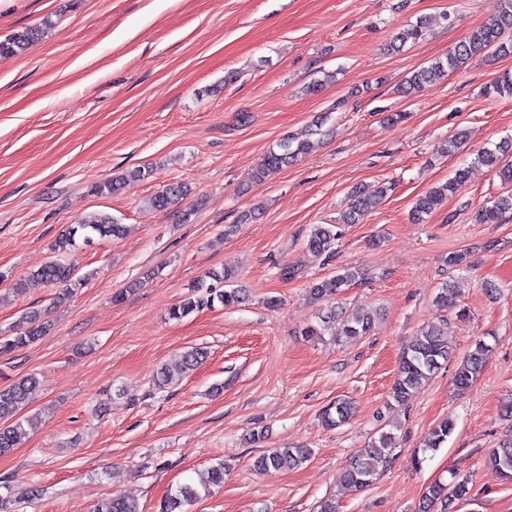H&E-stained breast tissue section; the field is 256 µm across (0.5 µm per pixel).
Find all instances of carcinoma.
Segmentation results:
<instances>
[{
	"instance_id": "1",
	"label": "carcinoma",
	"mask_w": 512,
	"mask_h": 512,
	"mask_svg": "<svg viewBox=\"0 0 512 512\" xmlns=\"http://www.w3.org/2000/svg\"><path fill=\"white\" fill-rule=\"evenodd\" d=\"M53 26L51 19L43 21L42 26L26 30L21 34H13L0 40V58L15 57L23 54L29 46L43 35V30ZM512 29V0H500L497 15L487 24L469 32L462 40L448 48L444 57L437 59L429 66L413 72L400 84V91L411 94L433 78L456 69L475 56L493 49L499 53L512 52V43L503 41L504 33ZM309 143L286 138L278 144V149L269 151L257 164L249 177V182L260 184L283 168L297 161L306 153ZM475 162L496 169V172L506 182H512V161L502 162L499 155L490 150L477 153ZM151 170L134 169L127 174L112 178L111 181L95 188L98 193H115L134 181L147 178ZM467 177V169L461 168L447 182L433 188L425 195L416 199L412 207L413 218L421 220L430 215L437 206L455 193ZM183 185H171L153 198V205L159 209L167 208L174 200L186 195ZM375 200L360 190L351 194V204L343 215L342 223L356 224L360 217L367 212ZM512 213V194L501 195L492 201L491 205L481 208L476 215L479 224H496L502 216ZM123 234V225L113 217L102 214L91 219H83L66 228L57 239L54 250L59 258L44 265L33 274V277L48 284L59 287L57 300L62 301L80 286V281L74 278L75 266L66 261L79 248V244L89 245L94 237L118 238ZM341 232L335 224H315L310 230L307 245L313 252L331 258L336 253V241ZM366 273L356 267H344L335 274L320 279L311 285V292L317 299H324L338 294L343 288L365 279ZM210 282L198 283L186 298L172 307L169 317L175 320L183 319L204 308H212L215 303L224 307H232L242 303L241 290L230 287L234 271L229 267L213 270L208 273ZM375 326V316L367 314L343 320L336 312L329 311L320 318L316 326H310L304 332L306 336H321L330 331L334 336L356 338L369 334ZM50 324L33 314L22 319L11 336L0 337V354L7 355L25 348L44 337L49 331ZM491 348L482 339L474 343L471 350L459 364L454 375V384L460 391L466 390L482 371ZM451 351L448 346V333L442 325H429L424 328L416 344L405 352L399 362V371L390 392V398L396 403L408 401L413 392L421 387L441 363L448 360ZM37 385L33 375L17 379L6 388L0 389V455L8 453L17 447L28 434L29 421L18 417L31 391ZM352 407L346 400L334 402L326 412L330 425L340 426L351 415ZM455 425L444 420L434 426L428 433L421 448V457L417 464L426 460L425 454L435 453L442 448L453 434ZM394 436L382 432L371 441L364 452L348 461L339 472V481L356 490L370 486L376 476L385 470L393 460ZM310 456L307 448H275L265 452L254 461V468L262 474L279 472L302 464ZM491 464L499 470L505 480H512V439L503 442L490 454ZM224 483V465L219 463L210 467L201 475L198 484L186 483L167 496L159 507V512H188V507L195 504L200 497V491H209L213 486ZM470 493L469 479L452 478L450 482L436 481L428 486L422 496L417 512H434L440 507L441 512H454L455 504ZM96 512H141L138 504L122 495H113L98 504Z\"/></svg>"
}]
</instances>
